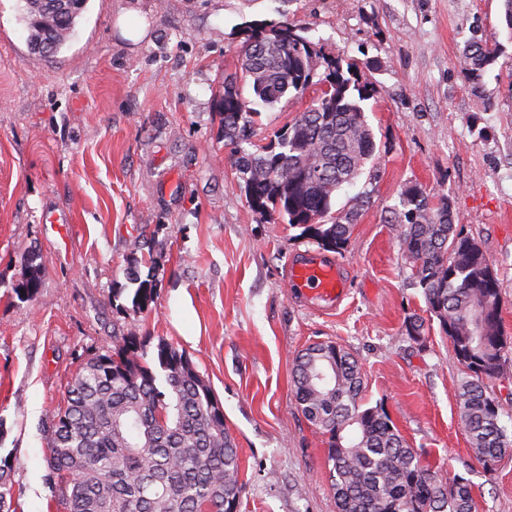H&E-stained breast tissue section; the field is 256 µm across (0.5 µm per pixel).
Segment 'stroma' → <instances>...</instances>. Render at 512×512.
<instances>
[{"instance_id":"stroma-1","label":"stroma","mask_w":512,"mask_h":512,"mask_svg":"<svg viewBox=\"0 0 512 512\" xmlns=\"http://www.w3.org/2000/svg\"><path fill=\"white\" fill-rule=\"evenodd\" d=\"M146 23L127 38L120 14ZM504 0H87L51 56L28 47L20 0H0V464L14 512H64L45 437L71 378L118 337L186 352L224 410L243 485L239 512H337L328 434L293 391L292 363L316 342L358 359L366 406L382 407L425 464L466 479L475 512H512V455L493 471L472 456L458 392L470 377L428 316L390 221L400 193L447 197L500 282L512 337V36ZM290 19L345 59L370 61L373 169L336 194L357 209L350 245L322 250L301 228L252 211L222 137L219 90L243 29ZM496 35L485 99L458 58L473 34ZM264 109L257 143L311 103ZM33 296L17 294L27 258ZM331 259L339 305L292 297L293 262ZM154 286L131 303L126 270ZM425 320L420 340L405 328Z\"/></svg>"}]
</instances>
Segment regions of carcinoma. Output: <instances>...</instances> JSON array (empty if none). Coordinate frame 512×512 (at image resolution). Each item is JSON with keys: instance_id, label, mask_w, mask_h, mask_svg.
Listing matches in <instances>:
<instances>
[{"instance_id": "obj_1", "label": "carcinoma", "mask_w": 512, "mask_h": 512, "mask_svg": "<svg viewBox=\"0 0 512 512\" xmlns=\"http://www.w3.org/2000/svg\"><path fill=\"white\" fill-rule=\"evenodd\" d=\"M28 46L42 54L70 39L87 0H22ZM295 22L246 26L238 72L224 78L220 98L224 142L252 211L303 228L328 250L349 244L358 210H333L336 192L351 185L376 154L363 102L372 89L360 81L370 62H343L318 48ZM500 53L496 36L465 42L460 72L477 98ZM315 85L327 90L264 145L253 146L259 106L299 99ZM255 150H249V147ZM399 242L411 260L413 286L471 373L458 392L461 422L473 458L490 470L512 454V434L487 382L509 375L512 338L501 326L497 273L477 239L454 224L448 199L420 186L400 194ZM132 303L139 310L154 288L135 267ZM40 265L30 259L21 291L38 288ZM148 339L130 334L76 373L66 404L46 436L49 469L60 481L65 512H238L242 484L234 438L210 386L185 352L161 340L158 376L145 361ZM296 402L329 434L327 453L337 512H474L470 485H449L424 465L377 407H363L357 358L334 343H316L295 358ZM8 470L0 467V512H11Z\"/></svg>"}]
</instances>
